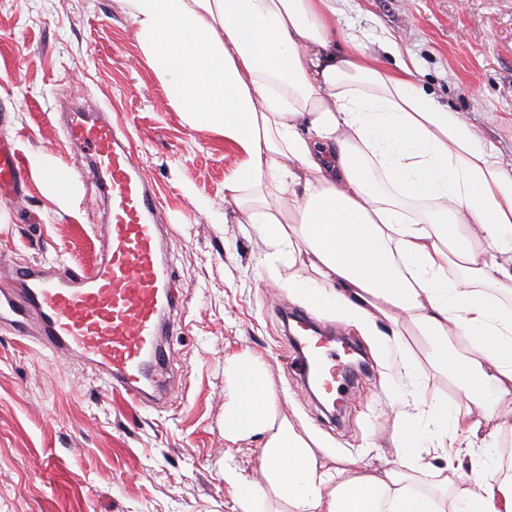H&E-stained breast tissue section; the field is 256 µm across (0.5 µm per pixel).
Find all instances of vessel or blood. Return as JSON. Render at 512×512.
Returning <instances> with one entry per match:
<instances>
[{
  "instance_id": "vessel-or-blood-1",
  "label": "vessel or blood",
  "mask_w": 512,
  "mask_h": 512,
  "mask_svg": "<svg viewBox=\"0 0 512 512\" xmlns=\"http://www.w3.org/2000/svg\"><path fill=\"white\" fill-rule=\"evenodd\" d=\"M65 137L89 154L88 176L110 201V220L100 232L102 256L91 266L50 276L21 271L18 284L0 288V316L23 337L38 326L41 350L81 362L139 405L151 367L167 360L161 318L174 300L172 271L159 257L157 193L110 121L69 113ZM24 181L16 149L0 144V192L18 191ZM302 342L294 373L306 379L319 369L325 393L348 403L354 381L337 380V352L320 336L306 335Z\"/></svg>"
}]
</instances>
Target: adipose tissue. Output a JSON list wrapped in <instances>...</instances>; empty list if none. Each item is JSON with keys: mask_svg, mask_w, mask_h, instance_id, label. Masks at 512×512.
<instances>
[{"mask_svg": "<svg viewBox=\"0 0 512 512\" xmlns=\"http://www.w3.org/2000/svg\"><path fill=\"white\" fill-rule=\"evenodd\" d=\"M140 46L167 100L190 127L239 153L224 180L236 221L258 225L272 258L308 261L312 281L288 285L317 313L374 325L413 323L473 403L454 430L483 423L512 434V174L475 131L420 88L407 63L390 68L393 37L370 49L343 30L334 0H127ZM224 436L264 435V481L225 465L240 512H512V466L486 452L463 476L449 430L436 489L412 474L326 467L312 436L277 415L255 358L227 361ZM426 392L398 401L406 454ZM457 482L449 492V482Z\"/></svg>", "mask_w": 512, "mask_h": 512, "instance_id": "obj_1", "label": "adipose tissue"}]
</instances>
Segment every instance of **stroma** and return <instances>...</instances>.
<instances>
[{"instance_id": "35a3bbf8", "label": "stroma", "mask_w": 512, "mask_h": 512, "mask_svg": "<svg viewBox=\"0 0 512 512\" xmlns=\"http://www.w3.org/2000/svg\"><path fill=\"white\" fill-rule=\"evenodd\" d=\"M336 11L344 28L395 37L420 84L512 173V0H336ZM66 101L110 115L159 193L161 254L176 298L162 338L168 388L160 403L130 405L83 365L33 352L0 324V512H239L224 463L261 480L264 438L224 437L226 366L236 354L263 361L278 414L320 442L331 468L356 460L404 469L392 404L416 386L449 415L471 408L407 322H377L383 334L399 329V349L368 342L345 317L315 315L370 359L340 418L290 372L283 315L305 304L282 282L313 273L267 261L255 225L225 223L234 147L169 105L123 0H0V140L14 143L25 168L22 193L0 197V277L100 257L95 230L109 204L65 139ZM38 155L69 172L73 197L47 192L32 165ZM399 357L411 374L391 369Z\"/></svg>"}]
</instances>
